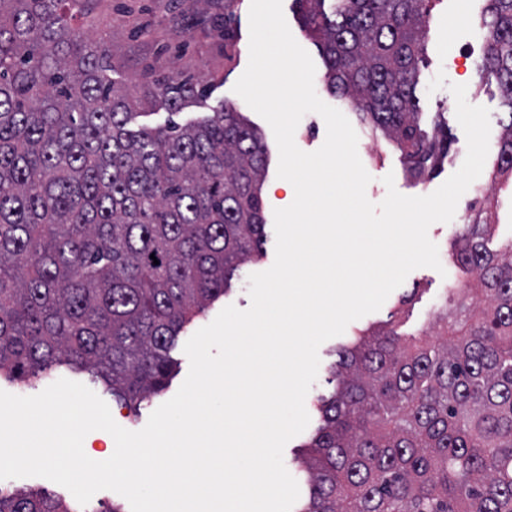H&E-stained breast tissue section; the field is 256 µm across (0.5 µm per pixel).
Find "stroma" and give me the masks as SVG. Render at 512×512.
<instances>
[{
  "mask_svg": "<svg viewBox=\"0 0 512 512\" xmlns=\"http://www.w3.org/2000/svg\"><path fill=\"white\" fill-rule=\"evenodd\" d=\"M483 7V0H432L425 52L418 63L416 96L422 109V130L430 137L447 136L448 153L439 159L434 172L419 182L407 174L396 143L382 132L371 131L346 100L328 91L322 53L306 36L298 5L295 0H282L284 17L295 40L314 61L317 95L339 109L358 135V155L371 176L366 188L371 202L377 204L385 198V175H393L395 187L401 194L418 196L423 190H436L461 167L467 148L463 144L464 131L456 119V104L449 90L450 84L466 85L468 102L489 109L490 138L498 140L502 131L499 120L503 112L499 90L496 84H487L474 77L484 54ZM70 8L77 24L86 33L107 38L112 57V77L123 92L138 96L144 87L168 76L194 79L206 86L208 97L206 101L188 104L178 114L177 120L182 124L204 116L219 101L233 103L258 129L267 150L268 172L262 191L266 219H273L275 209L291 204L294 194L284 189L282 179L277 176L279 152L270 125L233 90L249 61L250 0H234L229 7L225 6L224 0H209L205 5L199 0H72ZM496 164V151H489L483 171L475 181L476 186L483 188V196L474 200L469 195H462L452 221L437 222L429 227L428 236L438 246L441 270L428 267L413 270L378 311L351 322L344 334L320 346L318 375L305 399V408L311 414L310 422L284 448L283 461L287 471H294L292 459L295 451L311 438L319 425V417L314 413L315 402L318 396L333 392L335 383L330 366L336 359V350L348 336L369 324L383 323L394 316L401 321L403 332L424 334L430 341H440V331L429 324L428 313L441 297L443 288L461 279L453 263L452 252L464 229L465 213L474 206L498 213L499 226L492 246L497 249L512 241V176H496ZM266 234L264 258L242 267L231 291L209 309L207 320H214L230 304L241 309L249 307V275L267 270L275 259L274 227H267ZM408 294L413 297L412 303L401 305V297ZM193 333V328H186L179 337V345L172 352L180 363V370L165 396L144 403L136 415L113 401L111 394L100 383L94 382L88 373L63 366L56 369L52 377L56 380L66 378L90 387L107 401L118 425L137 431L146 425L150 414L162 404L164 397L174 396L186 379L189 360L183 344Z\"/></svg>",
  "mask_w": 512,
  "mask_h": 512,
  "instance_id": "35a3bbf8",
  "label": "stroma"
}]
</instances>
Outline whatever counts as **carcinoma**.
Instances as JSON below:
<instances>
[{
	"label": "carcinoma",
	"instance_id": "obj_1",
	"mask_svg": "<svg viewBox=\"0 0 512 512\" xmlns=\"http://www.w3.org/2000/svg\"><path fill=\"white\" fill-rule=\"evenodd\" d=\"M69 2L0 0V382L35 387L67 366L136 414L172 380L181 330L263 255L267 151L228 102L131 129L137 101ZM428 2L296 0L329 91L392 137L416 178L448 151L419 126ZM484 2L480 76L500 92L498 172L512 174V0ZM147 97L174 115L206 90L168 76ZM493 231L483 211L466 215L454 263L483 306L451 286L428 314L443 343L370 326L338 348L337 385L297 457L299 512H512V244L492 250ZM0 512L123 505L7 486Z\"/></svg>",
	"mask_w": 512,
	"mask_h": 512
}]
</instances>
